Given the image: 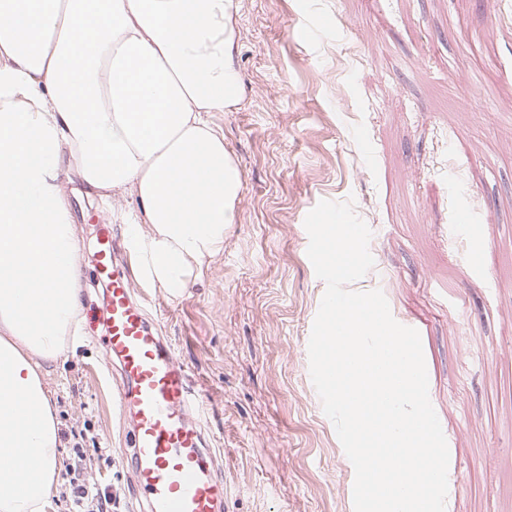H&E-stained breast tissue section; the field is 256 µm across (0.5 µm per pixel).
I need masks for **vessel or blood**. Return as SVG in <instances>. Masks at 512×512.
<instances>
[{"mask_svg":"<svg viewBox=\"0 0 512 512\" xmlns=\"http://www.w3.org/2000/svg\"><path fill=\"white\" fill-rule=\"evenodd\" d=\"M116 254L111 227L102 225L98 273L112 283L106 346L120 369V401L136 410L133 477L144 512H220L224 479L209 468L201 429L187 421L199 413L200 396L134 300Z\"/></svg>","mask_w":512,"mask_h":512,"instance_id":"vessel-or-blood-1","label":"vessel or blood"}]
</instances>
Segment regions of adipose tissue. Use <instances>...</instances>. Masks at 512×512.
Here are the masks:
<instances>
[{"label": "adipose tissue", "mask_w": 512, "mask_h": 512, "mask_svg": "<svg viewBox=\"0 0 512 512\" xmlns=\"http://www.w3.org/2000/svg\"><path fill=\"white\" fill-rule=\"evenodd\" d=\"M237 0H0V512H44L61 466L45 389L80 330L63 176L131 201L143 286L206 275L241 172L215 113L237 107Z\"/></svg>", "instance_id": "1"}]
</instances>
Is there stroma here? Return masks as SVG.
Segmentation results:
<instances>
[{"instance_id": "obj_1", "label": "stroma", "mask_w": 512, "mask_h": 512, "mask_svg": "<svg viewBox=\"0 0 512 512\" xmlns=\"http://www.w3.org/2000/svg\"><path fill=\"white\" fill-rule=\"evenodd\" d=\"M244 92L218 114L242 186L236 222L202 281L152 291L151 318L202 394L199 425L224 512H354V468L311 381L308 341L326 284L307 213L353 201L381 290L421 337L447 436L446 512H512V0H238ZM81 238L79 344L46 379L63 457L92 467L115 512H141L132 413L103 367L100 226L125 240L128 204L71 195ZM486 226L467 266L461 207Z\"/></svg>"}]
</instances>
